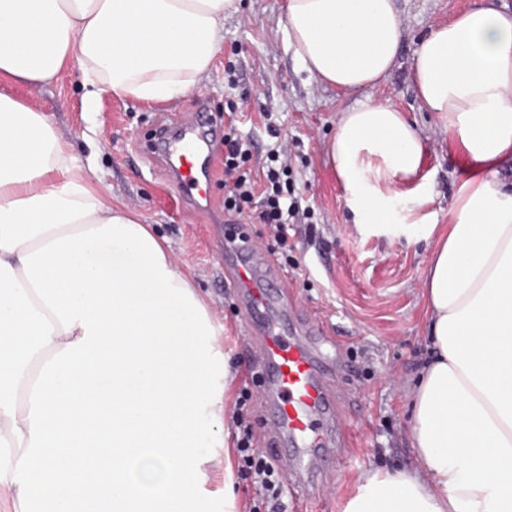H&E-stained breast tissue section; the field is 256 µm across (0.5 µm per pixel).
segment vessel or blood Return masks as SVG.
<instances>
[{
    "label": "vessel or blood",
    "mask_w": 512,
    "mask_h": 512,
    "mask_svg": "<svg viewBox=\"0 0 512 512\" xmlns=\"http://www.w3.org/2000/svg\"><path fill=\"white\" fill-rule=\"evenodd\" d=\"M215 136L207 113L178 132L160 131L159 150L185 200L206 199L201 162ZM240 225L224 227L232 246L224 253V284L235 290L264 384L260 406L268 426V453L285 472L289 487H320L350 454L343 397L325 348L331 339L314 314H298L281 273L252 243L241 242Z\"/></svg>",
    "instance_id": "1"
}]
</instances>
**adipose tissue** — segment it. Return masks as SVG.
Returning a JSON list of instances; mask_svg holds the SVG:
<instances>
[{
	"label": "adipose tissue",
	"instance_id": "adipose-tissue-1",
	"mask_svg": "<svg viewBox=\"0 0 512 512\" xmlns=\"http://www.w3.org/2000/svg\"><path fill=\"white\" fill-rule=\"evenodd\" d=\"M238 0H0V78L74 66L91 96L198 88ZM287 45L360 94L327 152L347 206L387 224L433 200L421 134L374 89L395 0H287ZM411 79L462 173L423 288L432 356L413 393L421 465L356 482L344 512H512V14L470 8L424 37ZM219 323L169 251L91 182L49 117L0 93V501L10 512H207L203 433L227 445Z\"/></svg>",
	"mask_w": 512,
	"mask_h": 512
}]
</instances>
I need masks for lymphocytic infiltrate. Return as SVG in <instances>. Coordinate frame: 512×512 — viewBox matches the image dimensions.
<instances>
[{
  "mask_svg": "<svg viewBox=\"0 0 512 512\" xmlns=\"http://www.w3.org/2000/svg\"><path fill=\"white\" fill-rule=\"evenodd\" d=\"M266 129L277 143L268 151L266 173L256 177L249 166L253 157L251 140L242 135L233 115L224 118V214L231 223L266 225L273 240L271 252L283 256L287 253L289 226L304 224L309 242L315 238V228L309 223L310 209L302 207L296 194L288 148L278 141L280 130L272 122ZM233 423L238 431L237 475L254 489L248 512H286L283 472L254 448L252 426L243 412H236Z\"/></svg>",
  "mask_w": 512,
  "mask_h": 512,
  "instance_id": "obj_1",
  "label": "lymphocytic infiltrate"
}]
</instances>
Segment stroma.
<instances>
[{"label": "stroma", "mask_w": 512, "mask_h": 512, "mask_svg": "<svg viewBox=\"0 0 512 512\" xmlns=\"http://www.w3.org/2000/svg\"><path fill=\"white\" fill-rule=\"evenodd\" d=\"M479 0H396L403 18V51L390 78L374 92L391 99L427 139L428 187L434 201L411 211L398 200L404 224L375 230L348 210L344 192L330 166L326 145L335 131L337 112L359 97L324 85L302 68L288 49L285 0H240L239 10L224 20V44L199 89L165 104L102 94L87 107L76 69L58 82L32 89L1 78L0 93L46 113L75 153L89 160L94 179L130 206L169 246L187 271L201 299L222 325L216 342L230 354L236 383L247 384L254 398L249 412L255 446L266 441L267 424L258 394L262 375L254 368L237 300L224 288V250L213 238L215 220L224 217V143L210 146L209 211L182 203L168 177L164 159L150 152L157 124H176L207 100L216 124L227 112H242L258 152L270 138L263 113L278 115L297 174L296 192L313 211L320 243L296 246L297 265L287 273V287L298 306L315 312L327 335L341 345V387L351 403L345 419L356 462L340 468L333 484L312 504L301 505L295 491L283 492L288 512H343L359 477L367 472L411 470L419 462L411 446L409 390L427 358L425 269L434 248L426 231L444 224L453 208L461 174L448 154V143L425 112L411 81L415 49L430 29L452 21ZM236 66V86L224 80L227 63Z\"/></svg>", "instance_id": "1"}]
</instances>
